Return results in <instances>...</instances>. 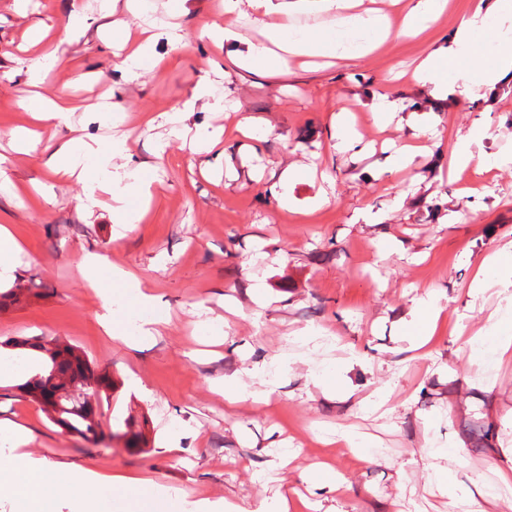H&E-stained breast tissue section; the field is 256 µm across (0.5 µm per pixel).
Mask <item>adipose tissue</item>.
Returning a JSON list of instances; mask_svg holds the SVG:
<instances>
[{
    "instance_id": "obj_1",
    "label": "adipose tissue",
    "mask_w": 512,
    "mask_h": 512,
    "mask_svg": "<svg viewBox=\"0 0 512 512\" xmlns=\"http://www.w3.org/2000/svg\"><path fill=\"white\" fill-rule=\"evenodd\" d=\"M313 10L326 16L324 29H316L297 21L295 6H283L276 0H224L225 14L250 19L262 31L264 40L233 52L235 66L257 73L287 66L323 52L340 61L365 57L381 48L392 35L416 36L445 13L447 0H415L401 14L375 8H363V0H308ZM127 9L140 18L138 31H125L123 41L128 54L125 67L153 56L154 31H164L172 49L183 46L177 16L155 14L146 0H127ZM89 28L85 15H69L64 31L51 36L39 29L27 40V48L60 59L65 47ZM485 48L487 62L480 74H473L463 61L478 48ZM512 76V0H475L471 10L462 16L446 46L429 54L412 72V82L429 87L433 98L468 99L485 89H495ZM130 153L127 140L114 139L93 147L69 140L60 144L46 165L54 173L65 176L85 174L89 158H98L102 168L91 177L88 192L79 202L89 211L103 199L112 202L113 221L126 227L140 223L145 213L128 206L130 197L150 198L151 187L141 177L139 167L124 164ZM81 268L90 288L95 289L104 313L99 323L113 339H120L112 324L118 305L114 294L100 286L104 278L123 282L131 288L143 308L153 306L140 279L111 266L97 255L86 256ZM9 431L14 446L0 453V495L21 501L24 512H42L45 493V467L42 460L27 452L28 429L10 421H0V430ZM66 490L71 512H239L226 501L190 499L171 495L168 490L143 478L103 481L93 471L68 473Z\"/></svg>"
}]
</instances>
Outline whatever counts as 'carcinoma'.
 Listing matches in <instances>:
<instances>
[{"mask_svg":"<svg viewBox=\"0 0 512 512\" xmlns=\"http://www.w3.org/2000/svg\"><path fill=\"white\" fill-rule=\"evenodd\" d=\"M5 345L19 356L25 351L39 352V357L43 360L42 370L25 382L15 385V389L40 404L43 411L60 428L93 444L107 437L124 438L130 447L146 444L142 428L131 417L123 421V428L108 433L104 431L101 401L103 394L113 387L112 378L97 370L92 362L77 354L73 347L57 337L47 336L9 340ZM62 375L78 381L83 393L62 401L64 409L59 410L52 397L58 389L56 380Z\"/></svg>","mask_w":512,"mask_h":512,"instance_id":"carcinoma-1","label":"carcinoma"}]
</instances>
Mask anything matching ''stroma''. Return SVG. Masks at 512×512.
<instances>
[{
	"label": "stroma",
	"mask_w": 512,
	"mask_h": 512,
	"mask_svg": "<svg viewBox=\"0 0 512 512\" xmlns=\"http://www.w3.org/2000/svg\"><path fill=\"white\" fill-rule=\"evenodd\" d=\"M181 10L185 47L171 51L158 37L164 65L131 81L113 56L114 27L134 25L117 7L98 27L75 39L60 61L45 64L44 92L64 91L85 103L68 128L45 132L35 156L13 152L8 133L25 125L21 102L32 88L20 47L32 27L57 28L72 11L97 13L96 0H0V155L11 158L20 188H43L21 199L0 195V224L23 252L16 277L38 276L42 297L0 311V341L56 336L106 369L115 387L103 420L134 416L146 423L138 450L107 440L95 445L55 425L41 407L15 395L0 401V420L26 427L28 450L49 464L43 512H69L60 478L65 466L93 469L109 479L144 475L177 495L228 499L245 512L278 487L303 496L296 512H392L415 504L418 512H448V497L432 478L433 448H455L447 464L461 486L490 488L501 512H512V359L497 370L471 336L512 303V278L479 298L470 288L480 260L512 241V82L492 94L436 105L428 88L395 79L444 45L470 0H448L435 26L417 39L389 41L378 53L308 70L258 75L229 67L215 77L212 49L202 28L218 23L257 37L245 19L217 9L219 0H153ZM100 82H92V75ZM214 80L239 112L197 106L183 120L181 138L168 135L162 115L187 98L201 80ZM114 90L125 113L155 116L153 126H102L89 105ZM387 92L408 110H435L437 134L426 140L413 174L393 170L396 149L412 142L406 112H388L363 138L366 154L336 147L341 110L372 113ZM262 139L253 156L250 138L224 145L222 169H208L195 153L201 130L233 129L239 116ZM481 125L472 147L485 164L449 167L455 137ZM126 136L133 164L153 183L144 220L118 235L109 205L82 217L77 204L87 184L57 180L42 164L58 141ZM299 177L288 185V206L269 187L288 166ZM52 206H45V199ZM380 221L358 220L360 211ZM105 257L141 278L155 307L170 314L146 344L125 345L102 330L99 299L78 261ZM264 287L256 303L252 282ZM435 291L442 316L430 342L413 350L404 329L415 301ZM265 365L277 388L263 403L226 405L215 380L232 375L251 382ZM380 390L386 410L369 407ZM492 431L483 447L467 435L473 424ZM355 430L363 445L336 444ZM291 455L284 466L282 455ZM341 493H322L329 476Z\"/></svg>",
	"instance_id": "1"
}]
</instances>
